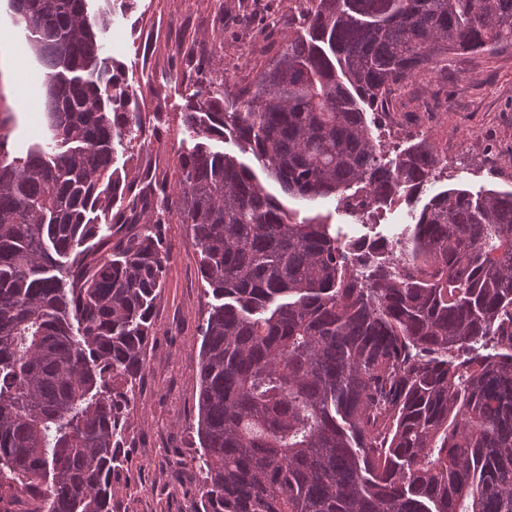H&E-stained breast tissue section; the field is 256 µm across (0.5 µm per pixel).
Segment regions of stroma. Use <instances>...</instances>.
Here are the masks:
<instances>
[{"label":"stroma","mask_w":512,"mask_h":512,"mask_svg":"<svg viewBox=\"0 0 512 512\" xmlns=\"http://www.w3.org/2000/svg\"><path fill=\"white\" fill-rule=\"evenodd\" d=\"M96 16L95 31L123 85L134 86L129 99L137 112L138 141L116 149V165L129 179L178 178L177 152L193 143L183 122L193 93L184 79L188 54L207 53L216 36L227 49L213 60L214 77L227 86L252 79L267 51L295 34L300 17L291 0H87ZM276 12L278 30L258 34L241 24V15ZM12 44L0 45V134L11 154H23L46 135V89L50 74L36 57L11 8L0 0V32ZM24 72L41 89L36 101L11 89L15 72ZM391 127L383 140L405 143L424 133L441 166L422 193L383 211L360 218L337 211L335 203L308 207L285 197L274 180L263 184L299 216L319 215L334 225L341 239L398 234L436 193L449 188L473 192L512 189V47L480 55H457L447 70L418 74L393 100ZM170 262L154 311L155 334L135 384V403L124 427L125 459L114 475L115 512H198L201 475L197 467L196 428L199 327L208 299L199 274V255L186 225L171 214L166 226Z\"/></svg>","instance_id":"35a3bbf8"}]
</instances>
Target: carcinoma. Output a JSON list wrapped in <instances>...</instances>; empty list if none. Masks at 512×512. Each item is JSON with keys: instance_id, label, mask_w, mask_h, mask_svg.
I'll return each mask as SVG.
<instances>
[{"instance_id": "carcinoma-1", "label": "carcinoma", "mask_w": 512, "mask_h": 512, "mask_svg": "<svg viewBox=\"0 0 512 512\" xmlns=\"http://www.w3.org/2000/svg\"><path fill=\"white\" fill-rule=\"evenodd\" d=\"M54 71L48 134L0 140V499L113 512L123 423L177 211L215 302L202 324L199 512H512V190L433 196L384 246L309 203L422 191L426 136L387 150L392 92L512 45V0H312L229 99L187 101L179 177L127 180L138 127L86 0H12ZM232 139L252 164L214 151Z\"/></svg>"}]
</instances>
